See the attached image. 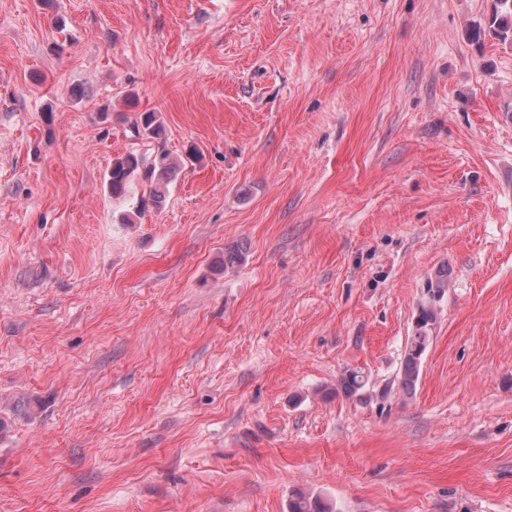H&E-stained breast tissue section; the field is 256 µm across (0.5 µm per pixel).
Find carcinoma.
Returning <instances> with one entry per match:
<instances>
[{"instance_id":"1","label":"carcinoma","mask_w":512,"mask_h":512,"mask_svg":"<svg viewBox=\"0 0 512 512\" xmlns=\"http://www.w3.org/2000/svg\"><path fill=\"white\" fill-rule=\"evenodd\" d=\"M493 34L502 42H512V0H495L491 19ZM165 128L158 113L139 112L130 121L128 132L134 144L112 160L107 171V187L115 199H128L140 215L149 205L159 206L169 191L178 169L177 161L165 149ZM428 301L418 307L410 336L407 337L399 370L398 383L405 391L414 389L420 365L431 340L436 322V302L445 294L443 281L428 282ZM366 386L362 372L347 369L339 380V388L348 396L360 394ZM288 512H333L332 506L319 497L296 492L288 504Z\"/></svg>"}]
</instances>
